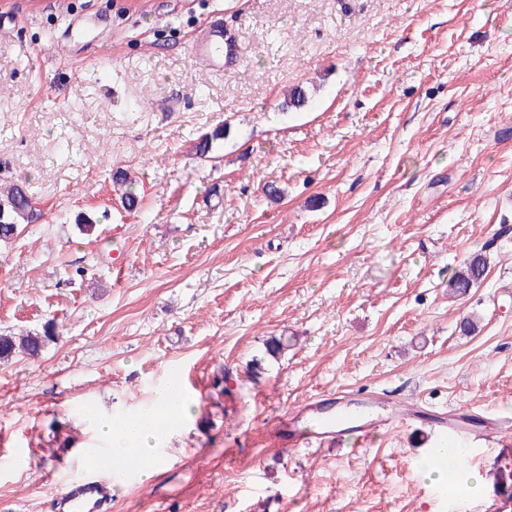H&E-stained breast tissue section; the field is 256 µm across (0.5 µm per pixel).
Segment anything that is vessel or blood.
<instances>
[{
    "label": "vessel or blood",
    "instance_id": "vessel-or-blood-1",
    "mask_svg": "<svg viewBox=\"0 0 512 512\" xmlns=\"http://www.w3.org/2000/svg\"><path fill=\"white\" fill-rule=\"evenodd\" d=\"M192 51L194 57L204 59L211 65L236 58L239 54L236 44L225 41L223 33L211 26L196 35ZM372 406V400L368 399L358 409L340 411L334 400H315L296 409L293 414L273 416L269 422L270 432L275 445L280 448L335 444L350 434L362 442L414 414L413 409L399 401L384 404L379 413L373 412ZM433 424L440 434L452 440L463 435H479L494 440L504 433L512 435V418L501 415L479 424L456 412L445 418H435ZM111 498V469L100 466L89 474L67 481L59 501L64 512H99L101 506Z\"/></svg>",
    "mask_w": 512,
    "mask_h": 512
}]
</instances>
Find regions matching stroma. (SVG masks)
<instances>
[{"label": "stroma", "mask_w": 512, "mask_h": 512, "mask_svg": "<svg viewBox=\"0 0 512 512\" xmlns=\"http://www.w3.org/2000/svg\"><path fill=\"white\" fill-rule=\"evenodd\" d=\"M207 25L240 47L224 70L191 56ZM0 89V195L37 213L0 243V333L59 334L0 363V512H60L95 414L176 379L195 406L171 466L114 475L101 512H475L512 476L470 438L477 496L418 469L434 412L512 414V0H0ZM477 253L483 280L449 295ZM326 391L420 417L274 447L269 413Z\"/></svg>", "instance_id": "obj_1"}]
</instances>
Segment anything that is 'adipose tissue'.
I'll list each match as a JSON object with an SVG mask.
<instances>
[{
    "label": "adipose tissue",
    "mask_w": 512,
    "mask_h": 512,
    "mask_svg": "<svg viewBox=\"0 0 512 512\" xmlns=\"http://www.w3.org/2000/svg\"><path fill=\"white\" fill-rule=\"evenodd\" d=\"M170 395L169 388L157 390L158 409L152 414L137 412L126 414L118 421L105 417L96 420L113 464H131L140 480L150 479L165 464V435L174 420L164 409Z\"/></svg>",
    "instance_id": "1"
}]
</instances>
